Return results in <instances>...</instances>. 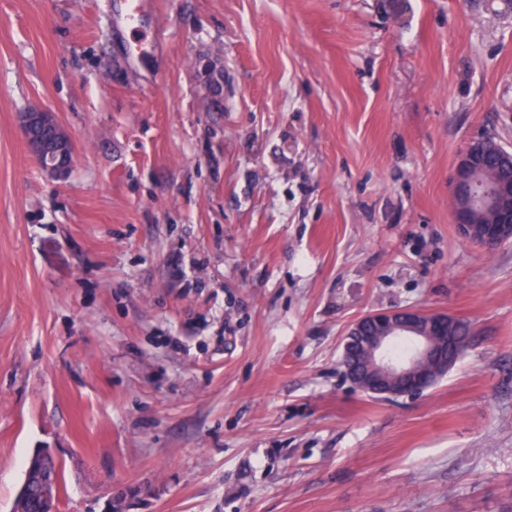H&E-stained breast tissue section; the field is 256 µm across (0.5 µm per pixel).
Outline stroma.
<instances>
[{"mask_svg": "<svg viewBox=\"0 0 512 512\" xmlns=\"http://www.w3.org/2000/svg\"><path fill=\"white\" fill-rule=\"evenodd\" d=\"M109 2L0 0V512L37 448L57 512H512V244L448 198L471 138L512 147V9L150 0L135 34ZM400 308L467 348L354 390L348 326ZM20 124L36 164L57 179L67 178L74 160V141L53 113L30 106L20 113Z\"/></svg>", "mask_w": 512, "mask_h": 512, "instance_id": "stroma-1", "label": "stroma"}]
</instances>
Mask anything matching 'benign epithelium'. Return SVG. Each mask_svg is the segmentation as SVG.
<instances>
[{"mask_svg":"<svg viewBox=\"0 0 512 512\" xmlns=\"http://www.w3.org/2000/svg\"><path fill=\"white\" fill-rule=\"evenodd\" d=\"M20 124L27 146L36 164L57 179L69 175L74 160L72 136L56 121L52 112L30 106L20 113ZM480 137L469 141L459 155L450 181L452 217L459 234L485 248L512 242V187L500 185L486 198L491 210L481 232H475L471 210L473 194L479 182L472 180L479 157L473 150ZM453 317L416 308L377 310L352 322L344 338L343 356L353 348L359 362H342L343 376L363 393L379 397L412 396L428 388L432 375L448 370L441 354L448 342V328ZM397 339L410 344L403 356H395L391 346Z\"/></svg>","mask_w":512,"mask_h":512,"instance_id":"benign-epithelium-1","label":"benign epithelium"}]
</instances>
